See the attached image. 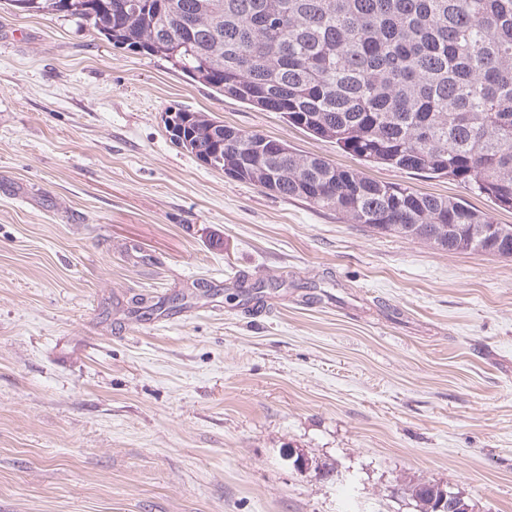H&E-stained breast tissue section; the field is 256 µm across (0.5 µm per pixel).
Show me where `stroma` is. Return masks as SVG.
Masks as SVG:
<instances>
[{"label":"stroma","mask_w":512,"mask_h":512,"mask_svg":"<svg viewBox=\"0 0 512 512\" xmlns=\"http://www.w3.org/2000/svg\"><path fill=\"white\" fill-rule=\"evenodd\" d=\"M171 108L512 224L0 0V512H512V260L228 178ZM395 491L409 495L420 508V512H436L439 497L442 492H453L427 480H417L408 485H400Z\"/></svg>","instance_id":"1"}]
</instances>
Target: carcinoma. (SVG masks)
Returning a JSON list of instances; mask_svg holds the SVG:
<instances>
[{
	"label": "carcinoma",
	"instance_id": "cac0c4a2",
	"mask_svg": "<svg viewBox=\"0 0 512 512\" xmlns=\"http://www.w3.org/2000/svg\"><path fill=\"white\" fill-rule=\"evenodd\" d=\"M116 47L267 112L361 160L446 176L512 208V0H28ZM182 147L238 180L448 252L512 260V225L293 152L206 112ZM436 512L446 488H396Z\"/></svg>",
	"mask_w": 512,
	"mask_h": 512
}]
</instances>
